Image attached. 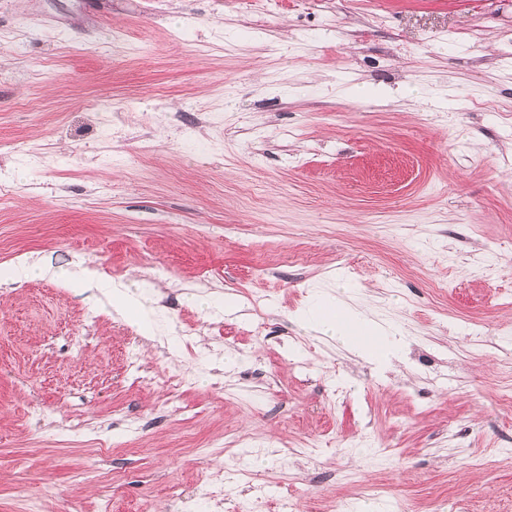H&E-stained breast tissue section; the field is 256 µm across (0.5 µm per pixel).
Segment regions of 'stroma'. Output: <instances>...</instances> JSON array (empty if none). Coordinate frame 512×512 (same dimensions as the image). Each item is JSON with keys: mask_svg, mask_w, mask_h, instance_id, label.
Instances as JSON below:
<instances>
[{"mask_svg": "<svg viewBox=\"0 0 512 512\" xmlns=\"http://www.w3.org/2000/svg\"><path fill=\"white\" fill-rule=\"evenodd\" d=\"M510 360L512 0H0V512H512ZM109 288L113 312L124 318H132L145 335H152L155 311L147 304L146 298L120 283H112ZM336 306H326L321 314L311 316L308 320L311 328L324 335L336 337L337 340L352 345L356 350L364 356L373 357V347L369 346L364 336L371 334L375 331L378 335H386V328L381 323L373 322L368 324L359 318L349 309H338L340 313H336ZM351 325L356 333V336H349L346 333L345 325ZM389 330V329H388Z\"/></svg>", "mask_w": 512, "mask_h": 512, "instance_id": "obj_1", "label": "stroma"}]
</instances>
